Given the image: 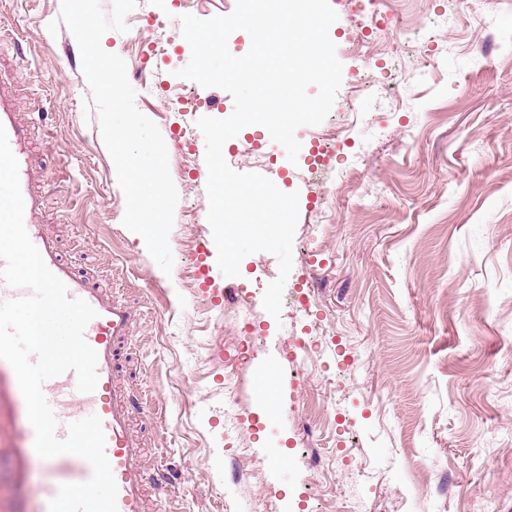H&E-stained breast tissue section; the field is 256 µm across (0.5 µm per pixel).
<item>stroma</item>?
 Instances as JSON below:
<instances>
[{
	"instance_id": "1",
	"label": "stroma",
	"mask_w": 512,
	"mask_h": 512,
	"mask_svg": "<svg viewBox=\"0 0 512 512\" xmlns=\"http://www.w3.org/2000/svg\"><path fill=\"white\" fill-rule=\"evenodd\" d=\"M342 83L327 118L295 132L296 159L272 138L235 169L297 193L292 269L279 316L254 285L275 255L245 257L221 287L253 288L256 342L243 353L236 310L200 288L192 255L212 238L205 139L179 140L171 94L192 55L178 27L168 52L140 64L127 32L104 51L126 63L137 109L158 127L178 192L164 273L123 223L126 202L78 43L57 33L61 0H0V84L21 96L54 172L50 227L80 273L135 312L125 380L153 391L136 410L148 453L181 481L157 512H512V0H384L405 25L425 24L421 52L385 34L376 54L346 48L354 0H330ZM24 75L14 85L13 70ZM391 76L395 92L369 86ZM346 134L311 164L313 137ZM313 287L309 309L293 296ZM298 336L314 364L281 359V410L255 425L254 366ZM246 381L236 428L224 422L229 381ZM21 412L0 420V512H30L6 449ZM323 484L313 499V481Z\"/></svg>"
}]
</instances>
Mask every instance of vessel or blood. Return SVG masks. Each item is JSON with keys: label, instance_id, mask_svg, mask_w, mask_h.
Segmentation results:
<instances>
[{"label": "vessel or blood", "instance_id": "1", "mask_svg": "<svg viewBox=\"0 0 512 512\" xmlns=\"http://www.w3.org/2000/svg\"><path fill=\"white\" fill-rule=\"evenodd\" d=\"M21 109V102L13 94L0 90V125L5 127L9 146L18 161L25 228L48 269L65 284L68 296L84 300L96 312L84 331L86 342L97 354L98 380L94 391H79L77 375L72 371L42 385L57 420L55 434L57 438H66L70 423L92 415L99 417L105 453L118 488V512H149L151 503L166 497L170 487L159 466L149 464L137 435L133 415L141 395L122 383L119 376L118 357L132 338L134 313L127 303L107 295L95 281L80 276L64 257L57 237L49 229L44 203V193L55 178L37 162L32 133L20 117ZM45 465L56 473L58 481L30 489V496L40 504L39 512H48L47 504L59 485L71 482L75 473L87 478L92 475L90 464L71 454L48 459Z\"/></svg>", "mask_w": 512, "mask_h": 512}]
</instances>
